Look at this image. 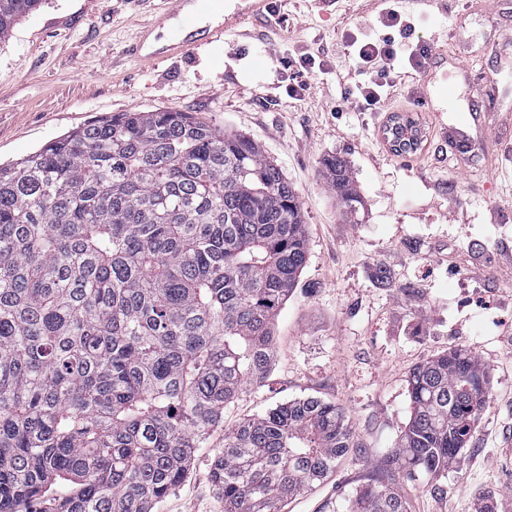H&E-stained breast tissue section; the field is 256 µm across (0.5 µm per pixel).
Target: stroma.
I'll use <instances>...</instances> for the list:
<instances>
[{
  "mask_svg": "<svg viewBox=\"0 0 512 512\" xmlns=\"http://www.w3.org/2000/svg\"><path fill=\"white\" fill-rule=\"evenodd\" d=\"M159 0H44L0 43V164L117 112L176 110L257 142L295 189L308 237L299 285L276 321L266 378L224 408V424L155 512H224L208 477L224 429L295 398L342 405L355 448L288 512H336L391 454L410 417L408 375L448 348L476 353L490 398L443 487L398 479L411 512H512V0H448L420 13L414 36L444 49L447 67L423 81L402 70L382 111L343 98L359 81L344 48L387 35L374 0H281L279 21L247 20L221 41L148 64L130 56ZM315 59L303 99L289 98L293 50ZM434 111L418 107L422 94ZM420 113L416 152L395 151L388 116ZM479 115L485 147L456 164L443 131ZM348 166L364 204L347 218L322 169Z\"/></svg>",
  "mask_w": 512,
  "mask_h": 512,
  "instance_id": "35a3bbf8",
  "label": "stroma"
}]
</instances>
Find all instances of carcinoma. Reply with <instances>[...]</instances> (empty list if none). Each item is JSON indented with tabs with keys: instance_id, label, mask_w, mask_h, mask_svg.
Returning a JSON list of instances; mask_svg holds the SVG:
<instances>
[{
	"instance_id": "obj_1",
	"label": "carcinoma",
	"mask_w": 512,
	"mask_h": 512,
	"mask_svg": "<svg viewBox=\"0 0 512 512\" xmlns=\"http://www.w3.org/2000/svg\"><path fill=\"white\" fill-rule=\"evenodd\" d=\"M43 0H0V43ZM348 217L349 169L323 161ZM308 254L300 202L250 138L188 112H120L0 165V512H151L224 406L261 382ZM492 370L452 347L412 369L383 475L344 512H410L393 484L441 486ZM317 397L224 429V512H283L350 448Z\"/></svg>"
}]
</instances>
